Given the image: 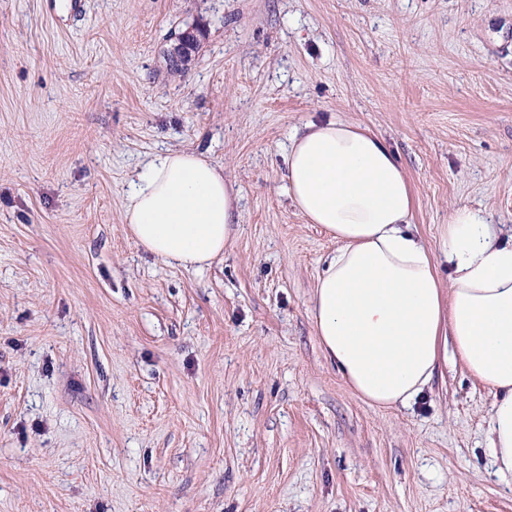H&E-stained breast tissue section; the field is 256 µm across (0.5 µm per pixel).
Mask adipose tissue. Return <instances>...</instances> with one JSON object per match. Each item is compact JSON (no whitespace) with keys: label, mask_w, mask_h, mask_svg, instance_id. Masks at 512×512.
Here are the masks:
<instances>
[{"label":"adipose tissue","mask_w":512,"mask_h":512,"mask_svg":"<svg viewBox=\"0 0 512 512\" xmlns=\"http://www.w3.org/2000/svg\"><path fill=\"white\" fill-rule=\"evenodd\" d=\"M286 186L309 223L336 241L314 292V327L328 361L377 408L419 398L441 360L459 362L492 398L489 453L512 488V241L487 214L448 215V283L408 230L413 199L405 172L369 128L308 121L291 137ZM124 222L164 262L201 268L237 230L224 170L195 150L151 156L131 180Z\"/></svg>","instance_id":"ef3b65f1"}]
</instances>
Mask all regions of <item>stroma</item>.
I'll return each mask as SVG.
<instances>
[{"mask_svg":"<svg viewBox=\"0 0 512 512\" xmlns=\"http://www.w3.org/2000/svg\"><path fill=\"white\" fill-rule=\"evenodd\" d=\"M333 117L397 155L440 283L453 208L512 235V0H0V512H512L459 363L381 410L323 353L337 244L284 172ZM166 149L237 192L201 270L123 222ZM198 35H201V30L197 26L189 27L178 34L176 44L168 54L170 67L185 69L189 65L199 45Z\"/></svg>","mask_w":512,"mask_h":512,"instance_id":"35a3bbf8","label":"stroma"}]
</instances>
